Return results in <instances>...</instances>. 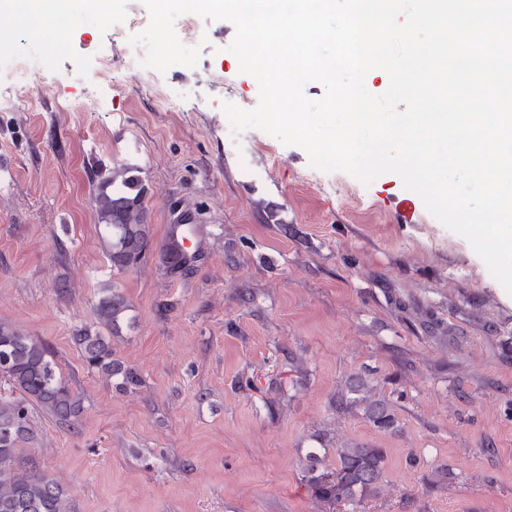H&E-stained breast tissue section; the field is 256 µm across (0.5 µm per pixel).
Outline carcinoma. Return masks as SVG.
Here are the masks:
<instances>
[{
    "mask_svg": "<svg viewBox=\"0 0 512 512\" xmlns=\"http://www.w3.org/2000/svg\"><path fill=\"white\" fill-rule=\"evenodd\" d=\"M128 167L102 182L96 196V210L108 237V257L112 266L129 268L138 263L149 243L143 201L147 188ZM168 268H184L187 258L181 244L171 239L164 246ZM97 305L99 323L118 325L127 308L124 297L110 288ZM87 366L107 379L118 372L112 360V337L96 328H81L73 336ZM0 376L19 391L21 397L0 395V512H72L67 488L56 478L17 462L21 443L34 438L29 405L39 404L55 421L74 427L83 413V401L62 378L49 346L16 327L0 323ZM358 388L365 393L361 402L365 416L374 423L390 420L384 403L372 396L370 382L351 378L340 396ZM336 470L309 473L314 496L334 500L359 512L364 498L377 491L383 477L385 453L382 448H352L345 443L335 448Z\"/></svg>",
    "mask_w": 512,
    "mask_h": 512,
    "instance_id": "obj_1",
    "label": "carcinoma"
}]
</instances>
